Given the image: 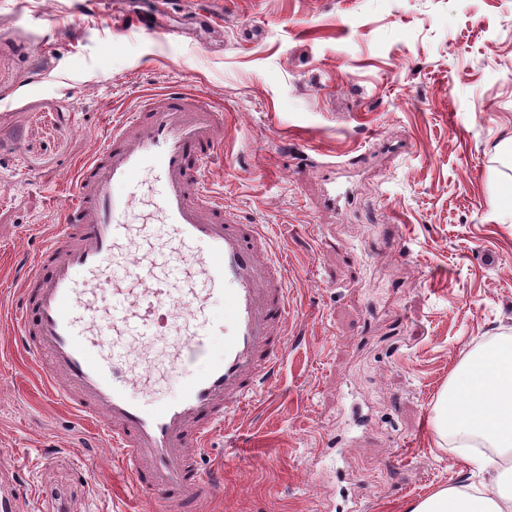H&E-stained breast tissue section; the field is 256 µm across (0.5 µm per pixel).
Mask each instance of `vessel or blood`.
<instances>
[{"mask_svg": "<svg viewBox=\"0 0 512 512\" xmlns=\"http://www.w3.org/2000/svg\"><path fill=\"white\" fill-rule=\"evenodd\" d=\"M129 26L158 40L176 32L146 15ZM224 112L196 92L140 97L103 146L79 163L60 233L43 239L19 279L12 334L73 412L94 420L135 490L154 512H194L221 488L198 463L211 434L245 408L285 354L290 321L285 257L262 224L224 206L206 167ZM161 190L142 223L130 216L142 190ZM224 299L229 333L209 356L210 299ZM171 340L167 380L178 394L147 405L130 390L125 337ZM204 369L182 371L198 359Z\"/></svg>", "mask_w": 512, "mask_h": 512, "instance_id": "vessel-or-blood-1", "label": "vessel or blood"}]
</instances>
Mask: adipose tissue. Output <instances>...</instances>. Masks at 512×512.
I'll use <instances>...</instances> for the list:
<instances>
[{
  "instance_id": "ef3b65f1",
  "label": "adipose tissue",
  "mask_w": 512,
  "mask_h": 512,
  "mask_svg": "<svg viewBox=\"0 0 512 512\" xmlns=\"http://www.w3.org/2000/svg\"><path fill=\"white\" fill-rule=\"evenodd\" d=\"M459 447L492 448L476 458L488 473L482 487L449 486L409 504L405 512H512V342L473 354L448 386L435 423Z\"/></svg>"
}]
</instances>
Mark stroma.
I'll return each instance as SVG.
<instances>
[{
    "label": "stroma",
    "mask_w": 512,
    "mask_h": 512,
    "mask_svg": "<svg viewBox=\"0 0 512 512\" xmlns=\"http://www.w3.org/2000/svg\"><path fill=\"white\" fill-rule=\"evenodd\" d=\"M161 11L179 37L97 0H0V316L114 117L192 90L224 110L208 180L270 228L295 311L261 395L213 435L222 492L198 512H405L478 484L434 422L467 357L512 339V0ZM43 378L0 334V472L46 508L147 512L119 449ZM125 20L129 26L156 40H169L178 35V31L175 29L158 27L151 17L146 15L133 14L127 16Z\"/></svg>",
    "instance_id": "35a3bbf8"
}]
</instances>
